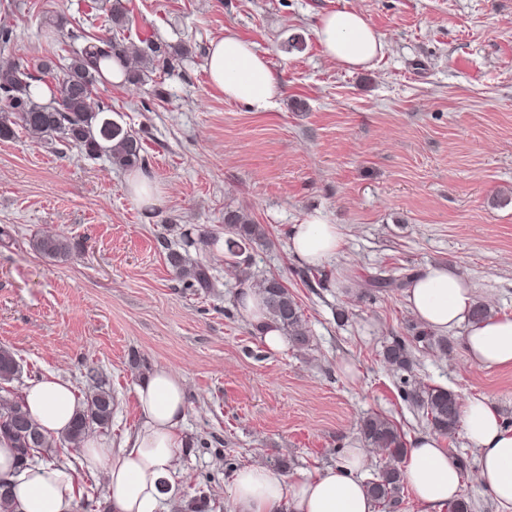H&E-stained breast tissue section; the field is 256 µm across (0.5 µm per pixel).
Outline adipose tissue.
Here are the masks:
<instances>
[{"mask_svg": "<svg viewBox=\"0 0 512 512\" xmlns=\"http://www.w3.org/2000/svg\"><path fill=\"white\" fill-rule=\"evenodd\" d=\"M316 35L326 56L347 68L366 67L384 50L381 34L354 9L323 16ZM207 71L225 100L246 103L258 112L274 107L279 84L266 57L234 32L213 42ZM344 243L341 225L316 213L295 225L290 249L300 260L319 266L336 256ZM406 301L415 318L435 332L463 329L466 353L478 367L512 366V318L470 323L474 290L452 268L432 266L413 277ZM136 397L141 422L121 447H109L93 436L80 444L85 460L103 473L112 512H160L161 484L173 482L186 443L183 378L155 368L137 386ZM23 398L31 416L54 438L68 431L80 406L71 382L54 375L29 382ZM461 420L468 440L480 452L477 482L502 512H512V428L502 424L483 396L468 401ZM367 464L365 450L351 448L341 464L292 482L262 465L243 467L232 479V512H378L361 481ZM402 476L421 512H442L463 493L462 471L435 437L417 438L406 449ZM1 478L10 481L18 512H77L75 479L68 468L44 464L16 473L14 450L3 440Z\"/></svg>", "mask_w": 512, "mask_h": 512, "instance_id": "obj_1", "label": "adipose tissue"}]
</instances>
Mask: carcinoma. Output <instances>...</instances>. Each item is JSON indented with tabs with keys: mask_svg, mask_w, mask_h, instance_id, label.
<instances>
[{
	"mask_svg": "<svg viewBox=\"0 0 512 512\" xmlns=\"http://www.w3.org/2000/svg\"><path fill=\"white\" fill-rule=\"evenodd\" d=\"M0 20V100L5 102L6 113L0 116V138L9 139L17 130L37 134L47 144L58 143L74 146L89 157L102 153L111 158L120 169L147 167L142 145L137 135L118 122L104 117L112 112V105L94 99L103 70L112 69V63L122 62L136 55L163 69L171 68L170 58L161 44L145 39L141 46L125 42L122 35L127 24V9L122 0H112L108 8L107 27L99 35H91V43L71 50L65 63L57 66L43 64L40 75H34L23 58L12 52L15 42L9 16L12 4L4 6ZM68 20L55 16L45 21L44 36L50 40L64 32ZM224 235L228 247V267L247 278L243 255L255 245L266 240L265 229L253 224L239 212L224 210ZM33 251L49 259L68 257L73 246L63 238L53 235L35 237L30 241ZM169 262L188 286L213 288L215 282L209 266L198 261L190 266L177 250H170ZM261 294L268 324L288 336V342L297 350H307L311 338L304 326L301 307L295 296L280 280L264 281ZM384 360L401 371L413 369L412 351L405 341L394 339L383 351ZM20 371L15 353L0 347V436L15 448V464L32 461L40 455L56 466L62 464L55 447L57 440L49 439L40 425L31 417L20 397L12 394L6 385ZM407 400L423 412L433 433L450 437L461 420V404L457 394L443 388L411 390ZM112 393L102 387L97 389L86 406L76 414L70 430L62 436L68 444H77L89 434L93 426L105 427L112 420ZM362 440L371 448H383L395 464L387 465L365 482L369 495L385 508H397L404 499V483L398 462L405 450V441L397 425L382 415H370L360 420Z\"/></svg>",
	"mask_w": 512,
	"mask_h": 512,
	"instance_id": "1",
	"label": "carcinoma"
}]
</instances>
